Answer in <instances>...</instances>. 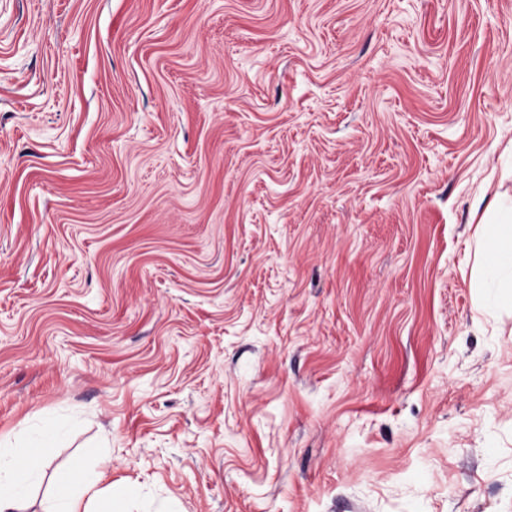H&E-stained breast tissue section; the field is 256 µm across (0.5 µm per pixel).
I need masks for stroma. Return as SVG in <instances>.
<instances>
[{
    "label": "stroma",
    "mask_w": 512,
    "mask_h": 512,
    "mask_svg": "<svg viewBox=\"0 0 512 512\" xmlns=\"http://www.w3.org/2000/svg\"><path fill=\"white\" fill-rule=\"evenodd\" d=\"M512 0H0V444L127 512H512ZM483 233L477 245L478 282L496 288V301L512 309V200L495 196L479 221Z\"/></svg>",
    "instance_id": "obj_1"
}]
</instances>
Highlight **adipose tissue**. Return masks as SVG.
I'll use <instances>...</instances> for the list:
<instances>
[{"instance_id": "1", "label": "adipose tissue", "mask_w": 512, "mask_h": 512, "mask_svg": "<svg viewBox=\"0 0 512 512\" xmlns=\"http://www.w3.org/2000/svg\"><path fill=\"white\" fill-rule=\"evenodd\" d=\"M481 222L478 281L495 289L498 305L512 308V201L493 198ZM41 451V446L33 444L0 448V512H20L29 485L38 475ZM100 481V476L88 475L83 464H76L71 476L48 499L44 512H119Z\"/></svg>"}]
</instances>
